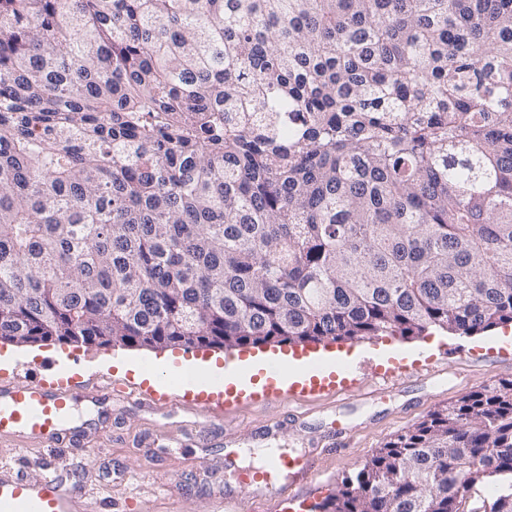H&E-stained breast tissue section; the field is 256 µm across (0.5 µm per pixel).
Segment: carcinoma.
Returning <instances> with one entry per match:
<instances>
[{
  "label": "carcinoma",
  "mask_w": 512,
  "mask_h": 512,
  "mask_svg": "<svg viewBox=\"0 0 512 512\" xmlns=\"http://www.w3.org/2000/svg\"><path fill=\"white\" fill-rule=\"evenodd\" d=\"M512 323V0H0V342ZM512 512V379L320 512ZM494 483L489 479L477 482L471 489L468 499L463 503L460 510L484 512L489 509L492 502V490Z\"/></svg>",
  "instance_id": "obj_1"
}]
</instances>
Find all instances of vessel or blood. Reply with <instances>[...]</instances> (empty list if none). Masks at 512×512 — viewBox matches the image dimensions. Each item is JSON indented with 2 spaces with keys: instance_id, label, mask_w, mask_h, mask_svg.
Segmentation results:
<instances>
[{
  "instance_id": "vessel-or-blood-1",
  "label": "vessel or blood",
  "mask_w": 512,
  "mask_h": 512,
  "mask_svg": "<svg viewBox=\"0 0 512 512\" xmlns=\"http://www.w3.org/2000/svg\"><path fill=\"white\" fill-rule=\"evenodd\" d=\"M342 372L313 374L302 394L324 390L344 382ZM76 385L70 379L51 375L27 385L0 384V438L19 437L48 447L62 448L78 430L74 409ZM317 463L306 454L269 459L267 469L288 473L286 489L304 491ZM0 512H87L85 493L79 483H65L54 466L43 468L34 479L18 468L0 472Z\"/></svg>"
}]
</instances>
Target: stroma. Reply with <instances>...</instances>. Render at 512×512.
Returning <instances> with one entry per match:
<instances>
[{
	"instance_id": "1",
	"label": "stroma",
	"mask_w": 512,
	"mask_h": 512,
	"mask_svg": "<svg viewBox=\"0 0 512 512\" xmlns=\"http://www.w3.org/2000/svg\"><path fill=\"white\" fill-rule=\"evenodd\" d=\"M500 331L507 340L496 345L487 344L483 332L333 342V351L362 350L347 369L349 386L305 397L289 389L256 392L219 419L194 398L175 412L127 399L135 389L149 397L156 391L120 373L119 363L154 357V350L48 343L34 352L19 346L13 365L0 368V380L24 385L65 362L76 380L108 377L112 398L80 402L83 428L66 447L31 443L22 450L16 439L0 440V466L22 456L32 477L49 464L66 476L78 471L90 500H110L121 512H219L223 492L235 496L236 512H311L390 438L438 407L512 378V327ZM272 452L316 456L318 474L306 492L288 496L275 483L267 496L255 497L243 475ZM168 480L177 482L178 495L168 494Z\"/></svg>"
}]
</instances>
